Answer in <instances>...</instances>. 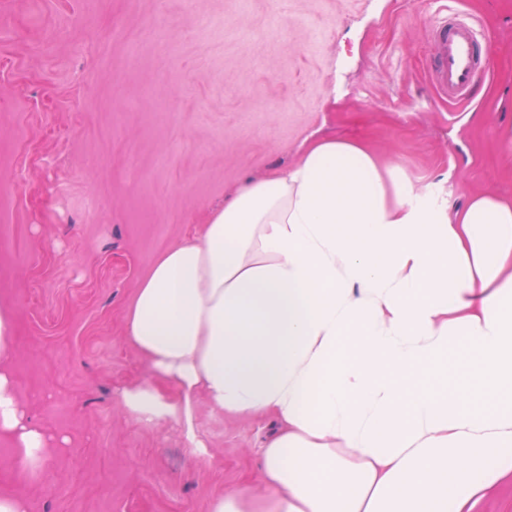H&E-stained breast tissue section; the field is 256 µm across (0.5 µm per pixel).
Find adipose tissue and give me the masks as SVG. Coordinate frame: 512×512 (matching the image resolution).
Here are the masks:
<instances>
[{"label":"adipose tissue","instance_id":"adipose-tissue-1","mask_svg":"<svg viewBox=\"0 0 512 512\" xmlns=\"http://www.w3.org/2000/svg\"><path fill=\"white\" fill-rule=\"evenodd\" d=\"M13 329L0 304V436L32 464L50 440L17 401ZM124 337L159 379L121 392L138 419L195 448L201 395L279 423L262 495L206 512H480L512 491V199L452 214L358 142L313 139L159 255Z\"/></svg>","mask_w":512,"mask_h":512}]
</instances>
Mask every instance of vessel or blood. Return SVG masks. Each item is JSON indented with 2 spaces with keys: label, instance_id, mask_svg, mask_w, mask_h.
<instances>
[{
  "label": "vessel or blood",
  "instance_id": "vessel-or-blood-1",
  "mask_svg": "<svg viewBox=\"0 0 512 512\" xmlns=\"http://www.w3.org/2000/svg\"><path fill=\"white\" fill-rule=\"evenodd\" d=\"M429 36L431 81L438 94L452 103L467 101L473 86L487 74L477 54V30L452 9L438 19Z\"/></svg>",
  "mask_w": 512,
  "mask_h": 512
}]
</instances>
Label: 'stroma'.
Here are the masks:
<instances>
[{
    "instance_id": "35a3bbf8",
    "label": "stroma",
    "mask_w": 512,
    "mask_h": 512,
    "mask_svg": "<svg viewBox=\"0 0 512 512\" xmlns=\"http://www.w3.org/2000/svg\"><path fill=\"white\" fill-rule=\"evenodd\" d=\"M491 76L468 105L425 73L430 0H0V301L37 472L0 437L27 512H205L261 492L271 418L198 402L196 455L118 393L151 380L124 318L156 258L314 135L356 140L449 212L512 199V0H458Z\"/></svg>"
}]
</instances>
